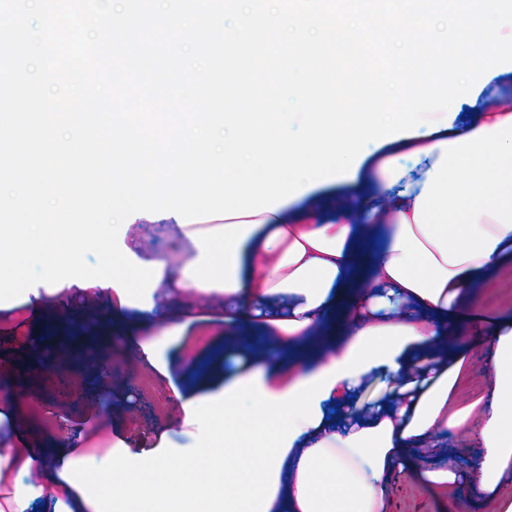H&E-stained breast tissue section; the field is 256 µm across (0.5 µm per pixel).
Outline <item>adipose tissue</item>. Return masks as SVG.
<instances>
[{"mask_svg": "<svg viewBox=\"0 0 512 512\" xmlns=\"http://www.w3.org/2000/svg\"><path fill=\"white\" fill-rule=\"evenodd\" d=\"M375 191L325 214L316 205L178 227L174 266L157 263L153 302L224 314L234 371L171 382L179 428L151 449L117 442L104 455L70 441L30 445L23 406L0 396V512H394L391 476L408 469L428 512H471L491 500L512 512V305L484 307L479 289L512 277V104L481 111L454 138H403L375 166ZM382 236L369 249L368 238ZM112 302L120 339L151 325L144 309ZM266 336L280 359L241 342ZM482 351L478 459L455 467L412 459L469 421L450 404L467 381L465 354ZM382 376L388 397L367 414L353 402ZM462 480L468 500L448 496Z\"/></svg>", "mask_w": 512, "mask_h": 512, "instance_id": "1", "label": "adipose tissue"}]
</instances>
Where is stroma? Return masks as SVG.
<instances>
[{"label": "stroma", "instance_id": "stroma-1", "mask_svg": "<svg viewBox=\"0 0 512 512\" xmlns=\"http://www.w3.org/2000/svg\"><path fill=\"white\" fill-rule=\"evenodd\" d=\"M393 152V146L380 147L363 161L355 179L323 184L315 189V196L334 201L360 197L371 187L377 159ZM74 317L86 326L84 341L58 359L54 369L44 370L34 367L33 348L55 344L56 333L43 328L41 316L18 319L0 310V388L34 397V425L62 423L65 438L74 442L98 431L96 446L106 451L120 440L132 447H152L156 432L179 416L170 399L169 379L192 374L195 363L209 360L224 347L218 336L201 337L187 352L175 339H164L171 368L166 379L144 367L138 349L116 342L108 298H78L72 308L61 309L57 319L66 325ZM87 346L111 359L114 375L110 382H101L92 365L81 360L79 353ZM146 404L151 407L147 413L142 410Z\"/></svg>", "mask_w": 512, "mask_h": 512}]
</instances>
